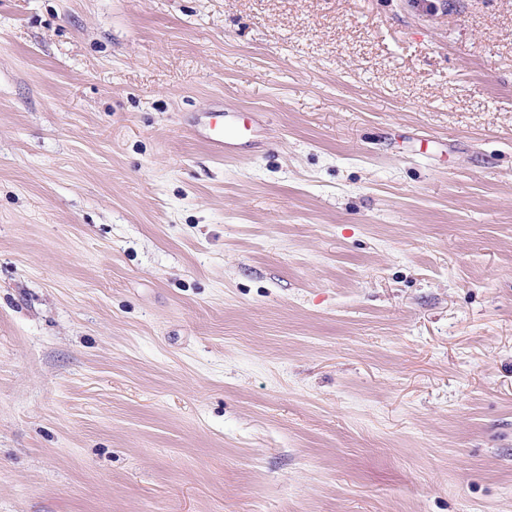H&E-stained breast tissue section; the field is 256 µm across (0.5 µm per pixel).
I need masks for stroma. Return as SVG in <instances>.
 <instances>
[{
    "mask_svg": "<svg viewBox=\"0 0 512 512\" xmlns=\"http://www.w3.org/2000/svg\"><path fill=\"white\" fill-rule=\"evenodd\" d=\"M0 512H512V0H0ZM193 131L218 154H228L236 142L254 132L249 113L234 110L208 112L206 123Z\"/></svg>",
    "mask_w": 512,
    "mask_h": 512,
    "instance_id": "1",
    "label": "stroma"
}]
</instances>
